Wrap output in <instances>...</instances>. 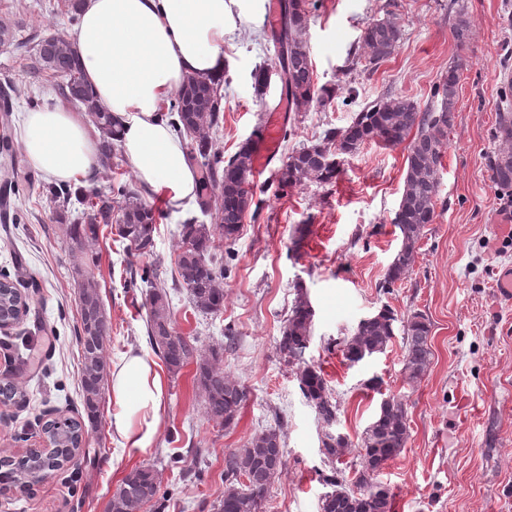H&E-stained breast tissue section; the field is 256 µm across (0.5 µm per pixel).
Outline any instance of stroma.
I'll return each mask as SVG.
<instances>
[{"mask_svg": "<svg viewBox=\"0 0 512 512\" xmlns=\"http://www.w3.org/2000/svg\"><path fill=\"white\" fill-rule=\"evenodd\" d=\"M58 0H0V20L14 25L15 44L0 48V87L12 97L11 135L19 137L23 112L63 106L55 83L38 79L24 60L23 42L66 35L75 22ZM473 24L466 51L451 28L455 9ZM310 22L302 36L316 83L335 88L326 104L289 112L276 166L254 187L249 212L235 241L217 254L224 264V309L198 313L185 288L171 284L188 219L211 223L200 191L183 213L171 215L159 196L150 204L162 218L149 256L128 255L116 233L103 231L91 252L71 247L53 218L54 205L40 189L21 148L0 155V169L15 165L32 176L36 192L20 189L11 208L28 220H0V273L20 281L29 305L23 320L0 332V376L16 385L13 400L0 404V458L19 460L43 432L44 423L83 413L78 343L80 307L73 275L97 254L95 275L112 332L106 366L135 348L152 352L146 327L147 288L137 273L156 268L167 287L175 330L194 337L199 349H224L222 366L246 390L231 427L209 420L193 383L194 366L167 374L163 427L147 454L115 448L107 411H100L80 452V467L47 474L34 490L0 502V512H107L114 490L134 468L156 465L163 496L142 512H216L224 496V455L254 434L279 429L286 465L272 482L262 512H320L330 468L320 452L322 425L303 397L295 374L277 354V340L297 291L313 309L309 362L320 365L339 405L340 429L359 442L382 398L396 396L408 411L405 450L379 475L394 498V512H512V302L500 295L496 270L512 263V196L489 179L487 158L503 108H512V0H308ZM390 20L402 40L393 55L370 66L361 34L373 21ZM241 34L224 53V126L216 137L225 155L253 138L266 111L285 103L281 82L257 95L253 74L278 68L277 27L268 15L243 20ZM468 65L456 95V119L440 170L435 223L416 245L413 267L385 286L387 267L399 245L392 219L404 186L407 144L364 145L346 157L335 183H310L281 193L279 163L326 130L346 128L367 103L386 95L433 101L442 74L458 53ZM300 246H293L297 228ZM390 308L398 319L413 312L433 323L431 364L423 378L407 383L403 339L353 365L340 341L359 320ZM378 379V389L367 388Z\"/></svg>", "mask_w": 512, "mask_h": 512, "instance_id": "1", "label": "stroma"}]
</instances>
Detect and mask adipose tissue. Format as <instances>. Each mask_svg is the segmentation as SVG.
Here are the masks:
<instances>
[{"label": "adipose tissue", "instance_id": "ef3b65f1", "mask_svg": "<svg viewBox=\"0 0 512 512\" xmlns=\"http://www.w3.org/2000/svg\"><path fill=\"white\" fill-rule=\"evenodd\" d=\"M266 0H83L69 43L84 78L111 112L118 145L138 185L179 214L196 200L198 175L166 109L191 76H223L225 42ZM22 149L47 180L88 182L98 168L96 140L79 113L45 106L23 116ZM163 372L132 349L111 371L112 442L149 453L162 426Z\"/></svg>", "mask_w": 512, "mask_h": 512}]
</instances>
